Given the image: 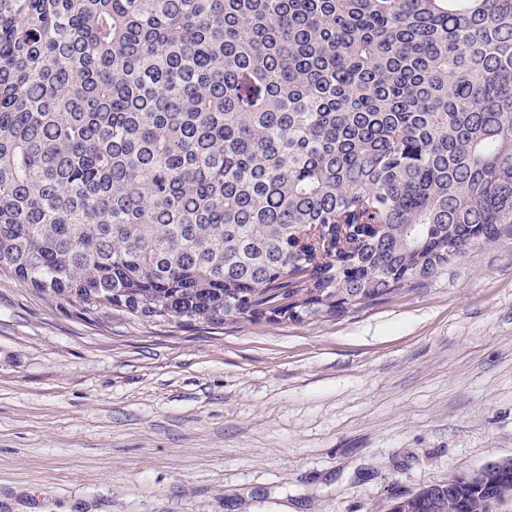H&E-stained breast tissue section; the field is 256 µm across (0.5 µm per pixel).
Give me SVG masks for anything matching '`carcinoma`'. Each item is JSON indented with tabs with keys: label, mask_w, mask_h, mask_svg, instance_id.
<instances>
[{
	"label": "carcinoma",
	"mask_w": 512,
	"mask_h": 512,
	"mask_svg": "<svg viewBox=\"0 0 512 512\" xmlns=\"http://www.w3.org/2000/svg\"><path fill=\"white\" fill-rule=\"evenodd\" d=\"M512 230V0H0V270L222 324ZM388 512H492L432 487Z\"/></svg>",
	"instance_id": "carcinoma-1"
}]
</instances>
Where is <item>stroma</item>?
<instances>
[{"mask_svg": "<svg viewBox=\"0 0 512 512\" xmlns=\"http://www.w3.org/2000/svg\"><path fill=\"white\" fill-rule=\"evenodd\" d=\"M512 455V236L335 318H140L0 271V512H387Z\"/></svg>", "mask_w": 512, "mask_h": 512, "instance_id": "35a3bbf8", "label": "stroma"}]
</instances>
